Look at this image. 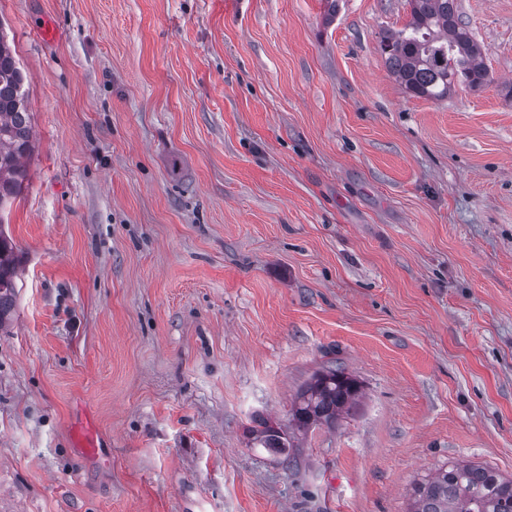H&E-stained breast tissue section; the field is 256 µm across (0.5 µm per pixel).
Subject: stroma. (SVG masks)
Returning a JSON list of instances; mask_svg holds the SVG:
<instances>
[{
  "label": "stroma",
  "mask_w": 512,
  "mask_h": 512,
  "mask_svg": "<svg viewBox=\"0 0 512 512\" xmlns=\"http://www.w3.org/2000/svg\"><path fill=\"white\" fill-rule=\"evenodd\" d=\"M460 3L492 81L433 101L380 48L407 0H0L34 140L0 512H407L448 462L512 477V0ZM327 368L359 405L258 446ZM259 426L260 429L253 431L255 434L254 439L258 445H261V447L265 448L267 451L282 454L288 450L289 456L293 448H296L289 432L287 435L280 426H274L266 421L260 422Z\"/></svg>",
  "instance_id": "obj_1"
}]
</instances>
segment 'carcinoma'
I'll return each mask as SVG.
<instances>
[{
	"label": "carcinoma",
	"mask_w": 512,
	"mask_h": 512,
	"mask_svg": "<svg viewBox=\"0 0 512 512\" xmlns=\"http://www.w3.org/2000/svg\"><path fill=\"white\" fill-rule=\"evenodd\" d=\"M410 19L384 34L381 49L390 73L413 97L444 100L458 85L479 90L490 82L482 52L459 11V0H408ZM25 78L0 34V211L20 193L32 152ZM17 256L0 234V329L16 298ZM362 394L359 381L342 370L317 374L298 394L289 424L298 431L334 425ZM255 441L282 454L295 445L278 425L260 422ZM408 512H512V478L496 470L459 461L414 483Z\"/></svg>",
	"instance_id": "carcinoma-1"
}]
</instances>
